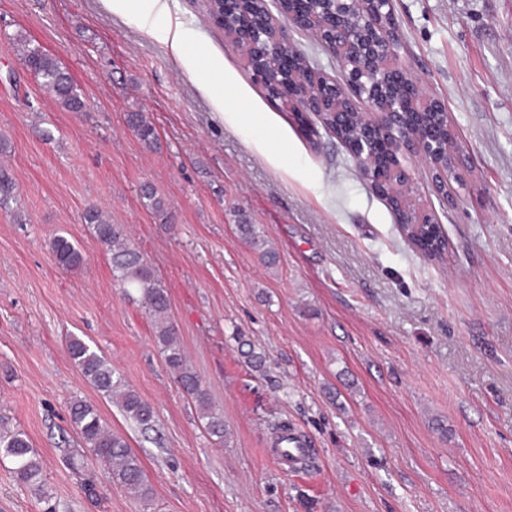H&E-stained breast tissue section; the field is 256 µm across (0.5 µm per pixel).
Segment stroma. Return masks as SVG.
I'll use <instances>...</instances> for the list:
<instances>
[{
	"mask_svg": "<svg viewBox=\"0 0 512 512\" xmlns=\"http://www.w3.org/2000/svg\"><path fill=\"white\" fill-rule=\"evenodd\" d=\"M168 4L190 31L178 54L108 0H0V164L18 188L0 209V427L27 434L63 512H512V0H393L404 64L446 105L468 159L453 209L422 161L406 165L448 238L441 262L408 242L348 149L268 96L204 0ZM16 35L66 67L85 111L40 86ZM132 111L157 148L129 130ZM145 184L166 216L146 206ZM92 204L167 290L224 440L124 298L83 220ZM242 218L276 249L274 269L238 236ZM57 235L81 267L56 265ZM69 336L153 405L154 430L85 380ZM75 397L140 457L151 501L87 457ZM283 422L311 442L305 469L268 450ZM0 512H39L7 462ZM126 122L134 135L145 145L146 148L152 149L158 143V137L155 127L148 120L143 112H130L127 114ZM50 250L55 263L66 270L81 265L83 261L82 252L67 237L58 235L50 243Z\"/></svg>",
	"mask_w": 512,
	"mask_h": 512,
	"instance_id": "stroma-1",
	"label": "stroma"
}]
</instances>
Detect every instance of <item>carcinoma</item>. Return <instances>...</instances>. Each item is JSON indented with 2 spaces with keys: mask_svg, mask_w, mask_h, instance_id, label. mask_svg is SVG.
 <instances>
[{
  "mask_svg": "<svg viewBox=\"0 0 512 512\" xmlns=\"http://www.w3.org/2000/svg\"><path fill=\"white\" fill-rule=\"evenodd\" d=\"M9 44L63 110H86L84 98L78 93L72 76L55 57L21 35L11 38ZM126 122L146 148L157 145L155 127L145 113L130 112ZM16 200L15 181L7 169L0 168V209H11ZM84 222L93 225L98 242L110 255L112 275L122 286L124 296L133 302L140 301L154 319L163 361L180 390L200 409L205 430L223 440L226 432L224 416L213 409L201 380L186 365L184 350L169 317L170 301L166 289L156 279L152 267L128 241L120 226L109 222L101 207L89 206L84 212ZM237 228L241 237L259 254L262 264L268 269L275 268L278 253L267 247V241L256 225L243 219ZM50 250L55 263L63 269H73L83 261L82 252L65 236L54 237ZM66 346L71 360L98 393L115 403L142 431L154 428V408L130 388L103 355L78 336L67 337ZM68 411L74 430L92 449L95 460L104 467L108 478L144 500L150 498L152 488L140 458L121 435L107 427L99 410L76 397L69 402ZM0 458L11 462L17 481L34 491L41 512H61L60 502L43 490L41 461L24 431L6 429L0 432Z\"/></svg>",
  "mask_w": 512,
  "mask_h": 512,
  "instance_id": "cac0c4a2",
  "label": "carcinoma"
}]
</instances>
